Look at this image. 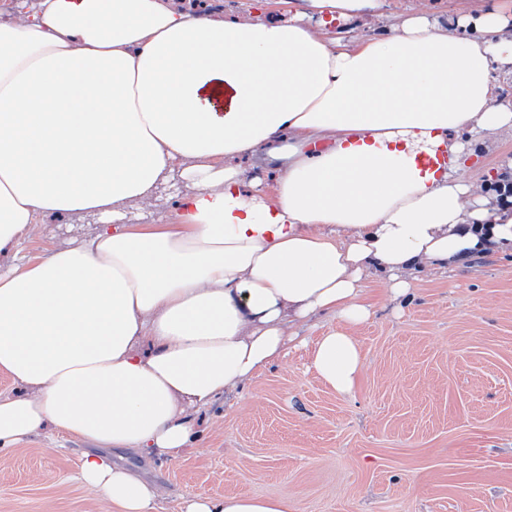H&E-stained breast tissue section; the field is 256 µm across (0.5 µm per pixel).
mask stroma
Listing matches in <instances>:
<instances>
[{
  "label": "stroma",
  "instance_id": "obj_1",
  "mask_svg": "<svg viewBox=\"0 0 512 512\" xmlns=\"http://www.w3.org/2000/svg\"><path fill=\"white\" fill-rule=\"evenodd\" d=\"M486 0H381L380 9L320 24L369 38L414 15H474ZM182 172L125 219L158 224ZM100 218L71 213L33 225L24 256L44 257L94 234ZM377 314L353 333L366 369L336 394L292 351L242 400L197 414L198 437L178 459L106 449L113 464L159 482L156 512H179L188 494L287 497L292 512H512V256L476 258L418 273L414 300L395 310L370 281ZM81 443L40 433L0 456V512H103L78 479Z\"/></svg>",
  "mask_w": 512,
  "mask_h": 512
}]
</instances>
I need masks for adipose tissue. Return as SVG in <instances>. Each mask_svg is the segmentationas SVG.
Masks as SVG:
<instances>
[{
    "mask_svg": "<svg viewBox=\"0 0 512 512\" xmlns=\"http://www.w3.org/2000/svg\"><path fill=\"white\" fill-rule=\"evenodd\" d=\"M379 0H301L285 21L227 20L168 0H42L0 23V254L59 213L90 238L0 271V455L50 428L100 447L80 479L114 512H154L157 485L107 448L177 459L195 414L242 390L334 317L308 364L341 395L365 356L352 327L418 272L512 255V204L416 164L512 130V0L478 16H411L358 43L313 33ZM245 155L277 174L246 181ZM195 180L163 224H115L175 163ZM181 512H292L287 498L189 495Z\"/></svg>",
    "mask_w": 512,
    "mask_h": 512,
    "instance_id": "obj_1",
    "label": "adipose tissue"
}]
</instances>
